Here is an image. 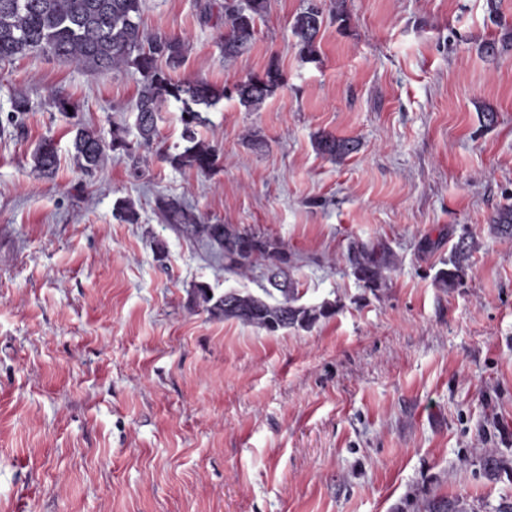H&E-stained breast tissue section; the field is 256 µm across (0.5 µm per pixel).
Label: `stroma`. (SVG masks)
I'll return each instance as SVG.
<instances>
[{"instance_id": "stroma-1", "label": "stroma", "mask_w": 512, "mask_h": 512, "mask_svg": "<svg viewBox=\"0 0 512 512\" xmlns=\"http://www.w3.org/2000/svg\"><path fill=\"white\" fill-rule=\"evenodd\" d=\"M198 2H143L147 31L189 43L176 78L229 88L272 63L285 78L259 110L233 96L210 109L213 174L156 157L140 180L118 159L83 173L50 94L131 141L139 74L0 62V512H423L429 498L506 512L512 238L490 219L512 204V50L480 54L502 29L487 0H347L343 23L320 0L313 62L291 32L309 0H269L230 61ZM19 91L31 109L13 125ZM252 130L263 149L246 144ZM319 130L360 149L332 163ZM46 136L51 179L31 170ZM160 195L280 240L301 304L335 315L275 333L211 318L194 285L257 294L265 280L225 272L162 220ZM120 198L138 223L113 218ZM464 235L476 248L463 283L438 287ZM381 240L397 267L372 291L347 248Z\"/></svg>"}]
</instances>
